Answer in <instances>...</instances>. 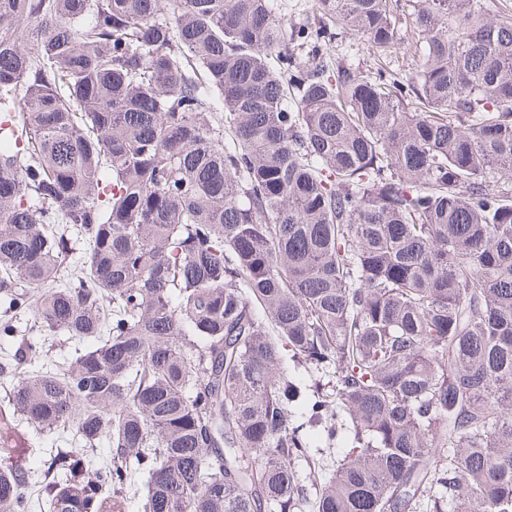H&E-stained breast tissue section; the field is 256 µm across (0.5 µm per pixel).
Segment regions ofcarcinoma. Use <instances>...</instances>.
I'll return each instance as SVG.
<instances>
[{"label": "carcinoma", "mask_w": 512, "mask_h": 512, "mask_svg": "<svg viewBox=\"0 0 512 512\" xmlns=\"http://www.w3.org/2000/svg\"><path fill=\"white\" fill-rule=\"evenodd\" d=\"M315 8L0 0V512H512V6ZM281 17L288 28L292 24L305 21L307 18L313 20L315 13L314 0H281ZM335 45L343 53H346L360 69H370L369 66H372L373 54L366 38L345 33L338 36Z\"/></svg>", "instance_id": "carcinoma-1"}]
</instances>
